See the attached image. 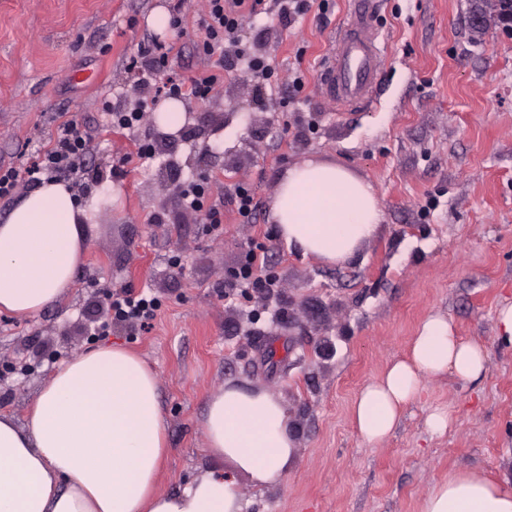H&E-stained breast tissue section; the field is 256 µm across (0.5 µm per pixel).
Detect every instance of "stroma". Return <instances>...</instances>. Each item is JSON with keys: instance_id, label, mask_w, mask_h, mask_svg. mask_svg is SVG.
I'll return each mask as SVG.
<instances>
[{"instance_id": "1", "label": "stroma", "mask_w": 512, "mask_h": 512, "mask_svg": "<svg viewBox=\"0 0 512 512\" xmlns=\"http://www.w3.org/2000/svg\"><path fill=\"white\" fill-rule=\"evenodd\" d=\"M204 0H0V167L29 165L73 117L93 151L71 184L90 205L87 250L75 285L36 317L0 313V412L25 419L49 374L103 341L144 357L158 379L169 453L157 488L171 492L221 468L206 448L210 394L231 382L279 397L295 427L296 459L282 485L240 477L243 512H420L449 472L512 475V346L497 334L512 302V30L474 32L475 0H378L374 24L386 67L368 107L342 108L326 93L331 45L349 0H313L304 15L262 14L224 47V83L188 112H223L170 153L151 144L154 113L110 130L104 101L131 109L145 96L129 65L165 44L182 80L203 71L196 20ZM182 18L184 35L158 30L155 10ZM278 74L236 67L239 50ZM302 77L303 88L293 80ZM315 160L370 183L383 211L353 257L329 264L279 237L271 207L288 167ZM210 182L223 222L186 209L187 181ZM256 202L243 221L235 187ZM262 250L275 295L225 298L243 255ZM145 289L159 300L148 331L115 326L112 294ZM440 314L488 354L465 381L426 376L421 395L380 441L361 436L352 404ZM451 412L444 433L426 420Z\"/></svg>"}]
</instances>
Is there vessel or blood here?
I'll return each mask as SVG.
<instances>
[{"label": "vessel or blood", "instance_id": "obj_1", "mask_svg": "<svg viewBox=\"0 0 512 512\" xmlns=\"http://www.w3.org/2000/svg\"><path fill=\"white\" fill-rule=\"evenodd\" d=\"M350 16L330 48L326 91L337 105L363 107L373 99L384 58L368 0H354Z\"/></svg>", "mask_w": 512, "mask_h": 512}]
</instances>
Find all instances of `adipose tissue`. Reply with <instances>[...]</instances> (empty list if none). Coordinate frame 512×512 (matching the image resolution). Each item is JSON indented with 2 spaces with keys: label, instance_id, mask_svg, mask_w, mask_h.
<instances>
[{
  "label": "adipose tissue",
  "instance_id": "adipose-tissue-1",
  "mask_svg": "<svg viewBox=\"0 0 512 512\" xmlns=\"http://www.w3.org/2000/svg\"><path fill=\"white\" fill-rule=\"evenodd\" d=\"M280 237L329 263L352 256L383 212L372 185L344 168L307 161L288 168L275 190ZM88 208L73 187L43 182L0 224V312L36 316L74 284L87 248ZM488 357L433 315L408 359L391 364L356 396L361 435L381 440L419 393L422 376L479 378ZM204 426L207 449L232 466L183 489H157L168 453L156 374L127 348L100 346L68 361L43 385L25 424L0 413V512H241L238 475L259 487L283 483L296 441L282 402L233 383L214 392ZM420 512H512V487L469 470L449 474Z\"/></svg>",
  "mask_w": 512,
  "mask_h": 512
}]
</instances>
